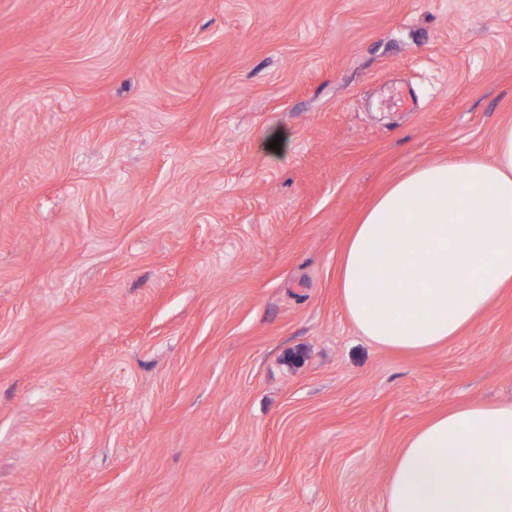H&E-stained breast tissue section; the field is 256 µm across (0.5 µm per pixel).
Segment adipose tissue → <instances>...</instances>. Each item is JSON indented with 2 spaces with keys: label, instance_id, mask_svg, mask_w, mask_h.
<instances>
[{
  "label": "adipose tissue",
  "instance_id": "ef3b65f1",
  "mask_svg": "<svg viewBox=\"0 0 512 512\" xmlns=\"http://www.w3.org/2000/svg\"><path fill=\"white\" fill-rule=\"evenodd\" d=\"M338 283L373 344L417 352L454 339L512 285V123L490 162L459 155L409 170L366 210ZM386 512H512V402L470 401L404 442Z\"/></svg>",
  "mask_w": 512,
  "mask_h": 512
}]
</instances>
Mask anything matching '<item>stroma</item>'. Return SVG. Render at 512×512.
I'll list each match as a JSON object with an SVG mask.
<instances>
[{"label": "stroma", "mask_w": 512, "mask_h": 512, "mask_svg": "<svg viewBox=\"0 0 512 512\" xmlns=\"http://www.w3.org/2000/svg\"><path fill=\"white\" fill-rule=\"evenodd\" d=\"M511 122L512 0H0V512H383L428 418L512 402V288L392 351L341 252Z\"/></svg>", "instance_id": "stroma-1"}]
</instances>
